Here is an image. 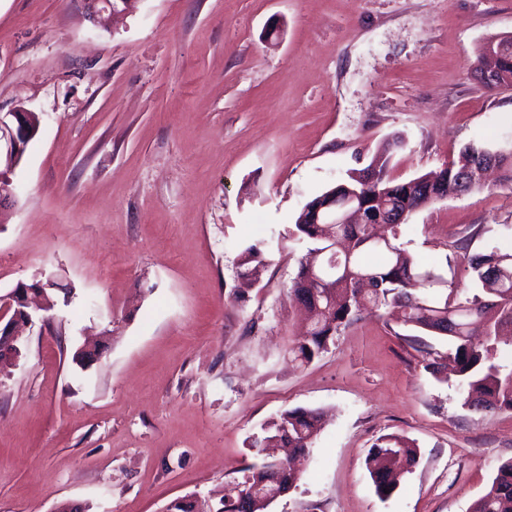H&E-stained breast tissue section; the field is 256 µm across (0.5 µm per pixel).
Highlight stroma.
Segmentation results:
<instances>
[{
	"label": "stroma",
	"mask_w": 512,
	"mask_h": 512,
	"mask_svg": "<svg viewBox=\"0 0 512 512\" xmlns=\"http://www.w3.org/2000/svg\"><path fill=\"white\" fill-rule=\"evenodd\" d=\"M506 33L512 0H130L98 23L80 0H0V113L40 120L0 211V295L49 276L74 292L0 368V512H163L238 478L253 436L295 407L326 424L266 512H471L512 460V413L464 409L425 369L447 338L393 314L365 310L291 361L308 248L292 231L375 158L403 183L466 145L512 146V86L473 70ZM397 233L424 263L462 239L511 246L512 185L419 208ZM384 434L420 461L383 500L365 459ZM267 260L260 248L251 245L242 253L239 263V275L243 278H255L259 275L260 269L266 266Z\"/></svg>",
	"instance_id": "1"
}]
</instances>
